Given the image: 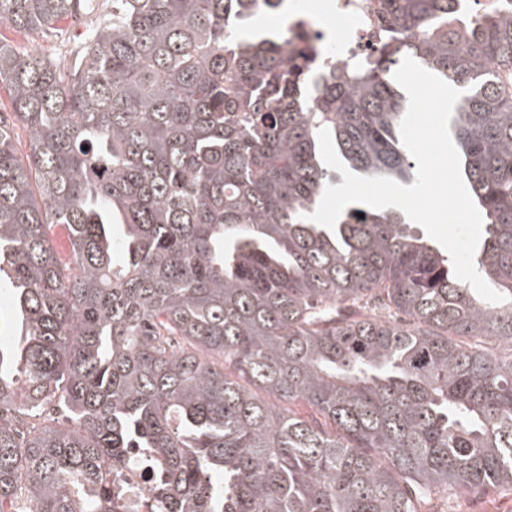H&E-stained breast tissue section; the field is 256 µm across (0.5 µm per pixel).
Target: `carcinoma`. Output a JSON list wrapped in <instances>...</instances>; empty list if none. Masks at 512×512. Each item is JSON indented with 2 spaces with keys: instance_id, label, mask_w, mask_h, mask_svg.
<instances>
[{
  "instance_id": "1",
  "label": "carcinoma",
  "mask_w": 512,
  "mask_h": 512,
  "mask_svg": "<svg viewBox=\"0 0 512 512\" xmlns=\"http://www.w3.org/2000/svg\"><path fill=\"white\" fill-rule=\"evenodd\" d=\"M282 2L111 0L68 72L0 38V512H116L125 448L155 453L167 512H447L512 489V12L387 0L378 54L338 71L243 36ZM91 5L0 0V27ZM406 56L464 90L451 128L502 302L398 210L304 219L337 185L323 127L351 169L413 176ZM53 404L68 425L26 421Z\"/></svg>"
}]
</instances>
